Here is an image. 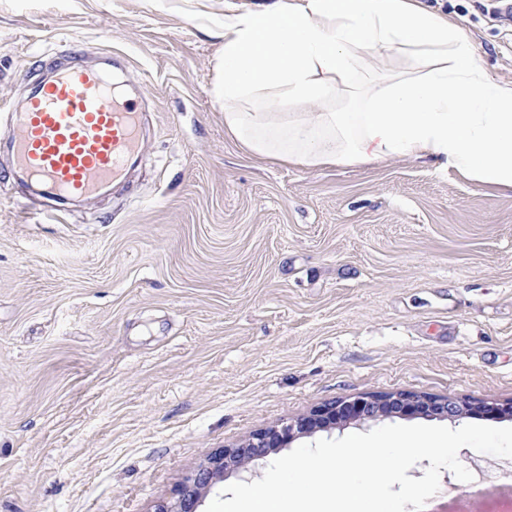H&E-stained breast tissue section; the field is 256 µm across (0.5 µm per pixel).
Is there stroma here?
Segmentation results:
<instances>
[{"label": "stroma", "instance_id": "35a3bbf8", "mask_svg": "<svg viewBox=\"0 0 512 512\" xmlns=\"http://www.w3.org/2000/svg\"><path fill=\"white\" fill-rule=\"evenodd\" d=\"M0 0V140L39 61L111 59L145 130L122 189L33 207L0 178V512H155L207 455L337 399L512 404V191L406 158L245 154L216 93L224 9ZM505 0H422L512 84ZM492 490L512 459L464 447Z\"/></svg>", "mask_w": 512, "mask_h": 512}]
</instances>
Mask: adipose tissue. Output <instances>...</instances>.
Segmentation results:
<instances>
[{
    "instance_id": "obj_1",
    "label": "adipose tissue",
    "mask_w": 512,
    "mask_h": 512,
    "mask_svg": "<svg viewBox=\"0 0 512 512\" xmlns=\"http://www.w3.org/2000/svg\"><path fill=\"white\" fill-rule=\"evenodd\" d=\"M224 128L305 167L403 157L512 190V85L421 0H272L224 14ZM394 64L369 70L372 59Z\"/></svg>"
}]
</instances>
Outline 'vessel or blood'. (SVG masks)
Segmentation results:
<instances>
[{"instance_id": "obj_1", "label": "vessel or blood", "mask_w": 512, "mask_h": 512, "mask_svg": "<svg viewBox=\"0 0 512 512\" xmlns=\"http://www.w3.org/2000/svg\"><path fill=\"white\" fill-rule=\"evenodd\" d=\"M12 176L48 199L83 198L119 179L138 147L135 105L114 98L111 81L72 57L30 91L13 114Z\"/></svg>"}]
</instances>
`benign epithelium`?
<instances>
[{
	"label": "benign epithelium",
	"mask_w": 512,
	"mask_h": 512,
	"mask_svg": "<svg viewBox=\"0 0 512 512\" xmlns=\"http://www.w3.org/2000/svg\"><path fill=\"white\" fill-rule=\"evenodd\" d=\"M415 414L448 418L512 415V404H471L449 398L427 395L389 394L340 399L317 408L311 414L285 424L263 429L233 448H224L207 456L206 461L180 484L177 498L161 504L155 512H199L204 494L226 473L249 472V465L280 448H286L297 437L317 431L342 427L351 422L375 420L380 417Z\"/></svg>",
	"instance_id": "obj_1"
}]
</instances>
